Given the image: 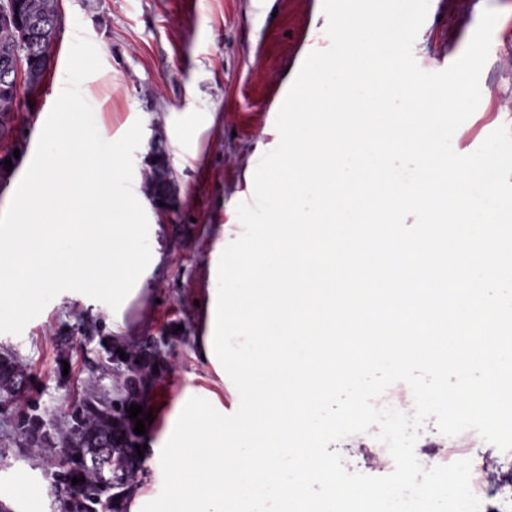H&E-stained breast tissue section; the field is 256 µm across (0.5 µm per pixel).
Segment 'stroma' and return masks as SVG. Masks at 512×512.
<instances>
[{
  "label": "stroma",
  "instance_id": "35a3bbf8",
  "mask_svg": "<svg viewBox=\"0 0 512 512\" xmlns=\"http://www.w3.org/2000/svg\"><path fill=\"white\" fill-rule=\"evenodd\" d=\"M499 12L489 58L481 72V102L457 129L454 150L475 151L502 125L512 127V0H429L413 46L426 71L449 67L467 48L485 9ZM61 28L50 69L35 95H22L16 114L27 146L13 168L0 173V219L14 206L24 162H35L42 135L51 132L67 98L79 101L77 132L103 154H118L124 173L112 182L116 206L133 191L150 195L146 177L156 153L167 159L168 209H154L159 263L142 300L148 313L141 336H170V366L152 399L171 404L202 387L192 354L204 329L200 300L211 286L213 227L237 237L236 206L253 200V172L278 143L275 119L301 66L305 46L325 34L322 0H60ZM112 300L82 289L45 293L38 310L0 316V344L20 352L43 400L58 404L81 383L96 359L86 335H111ZM347 471L384 476L393 467L387 449L370 435L337 445ZM448 459L471 460L488 512H512V495L498 490L512 473L504 452L473 431L448 440Z\"/></svg>",
  "mask_w": 512,
  "mask_h": 512
}]
</instances>
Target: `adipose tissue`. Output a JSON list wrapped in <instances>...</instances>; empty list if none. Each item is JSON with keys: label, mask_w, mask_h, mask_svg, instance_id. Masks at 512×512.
Returning a JSON list of instances; mask_svg holds the SVG:
<instances>
[{"label": "adipose tissue", "mask_w": 512, "mask_h": 512, "mask_svg": "<svg viewBox=\"0 0 512 512\" xmlns=\"http://www.w3.org/2000/svg\"><path fill=\"white\" fill-rule=\"evenodd\" d=\"M75 111L68 103L52 131L56 149L27 168V192L0 223V312L28 315L46 289L76 286L111 295L112 332L120 337L159 258L144 245L154 227L142 197L117 216L106 206L122 162L88 141L72 142Z\"/></svg>", "instance_id": "obj_1"}]
</instances>
